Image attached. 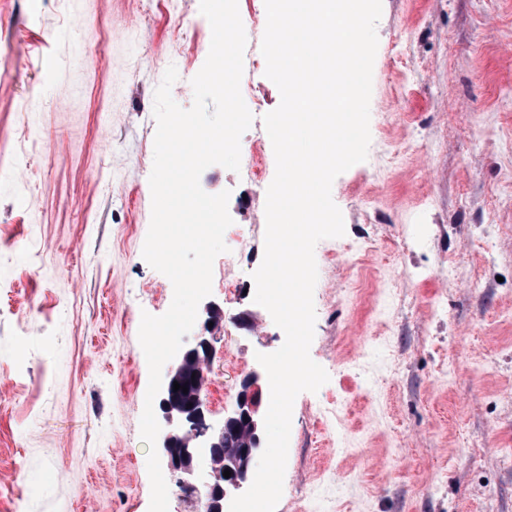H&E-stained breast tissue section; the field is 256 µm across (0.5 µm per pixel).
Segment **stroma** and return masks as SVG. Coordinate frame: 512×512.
I'll return each instance as SVG.
<instances>
[{"mask_svg": "<svg viewBox=\"0 0 512 512\" xmlns=\"http://www.w3.org/2000/svg\"><path fill=\"white\" fill-rule=\"evenodd\" d=\"M376 33L368 158L332 185L344 235L315 247L329 380L294 401L276 512H512V0H382ZM210 42L199 0H0V512H148L138 332L173 300L142 255L154 92L176 66L191 107ZM275 170L200 178L230 193L229 250L255 242L213 264L214 399L285 340L252 297Z\"/></svg>", "mask_w": 512, "mask_h": 512, "instance_id": "obj_1", "label": "stroma"}]
</instances>
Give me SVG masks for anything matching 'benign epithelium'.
<instances>
[{
  "mask_svg": "<svg viewBox=\"0 0 512 512\" xmlns=\"http://www.w3.org/2000/svg\"><path fill=\"white\" fill-rule=\"evenodd\" d=\"M203 330L207 335H197L189 347L182 351L176 364L168 371L161 387V409L164 428L159 448L167 466L180 474L183 488H196L191 482L200 461H205L209 479L204 482V512H224L228 494L242 488L248 480L250 466L260 447L259 408L262 391L260 374L252 372L240 382L234 408L223 422L213 426L207 422V408L201 394L183 401L173 382L183 386L192 382L201 387L202 378L213 355L211 335L219 328L222 311L212 304L205 308ZM248 428L242 443L224 440V432L240 426ZM231 476H223L224 471Z\"/></svg>",
  "mask_w": 512,
  "mask_h": 512,
  "instance_id": "7a95c632",
  "label": "benign epithelium"
}]
</instances>
